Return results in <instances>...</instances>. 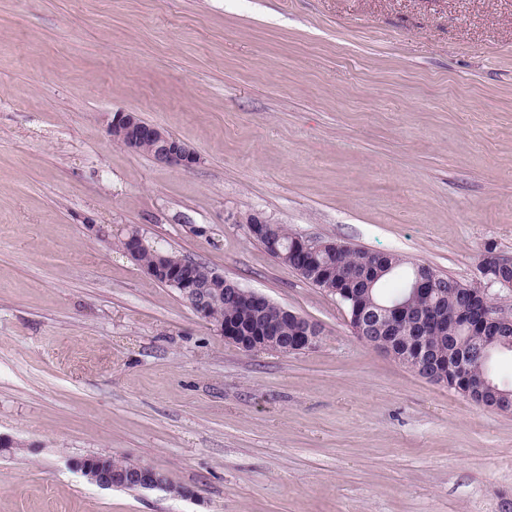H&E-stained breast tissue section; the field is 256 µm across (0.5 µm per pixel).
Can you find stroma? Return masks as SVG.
Segmentation results:
<instances>
[{"label":"stroma","instance_id":"35a3bbf8","mask_svg":"<svg viewBox=\"0 0 512 512\" xmlns=\"http://www.w3.org/2000/svg\"><path fill=\"white\" fill-rule=\"evenodd\" d=\"M118 111L199 163L113 144ZM253 213L467 285L487 246L512 256V0H0V512L512 500V414L358 341ZM133 229L321 342L225 341L123 253ZM92 456L186 494L99 488L74 466ZM248 229L250 232V235L254 239H261L264 238L267 235L268 228H269V222L268 220L263 217L260 214H250L247 218ZM266 251L272 255L275 259L281 261L282 263L288 265L290 268L295 270L299 275L300 269L302 268L299 264V256L295 255L291 247L289 246H283L280 248V254L277 253L275 250H273L271 247H269L264 241H259ZM301 276V275H300Z\"/></svg>","mask_w":512,"mask_h":512}]
</instances>
